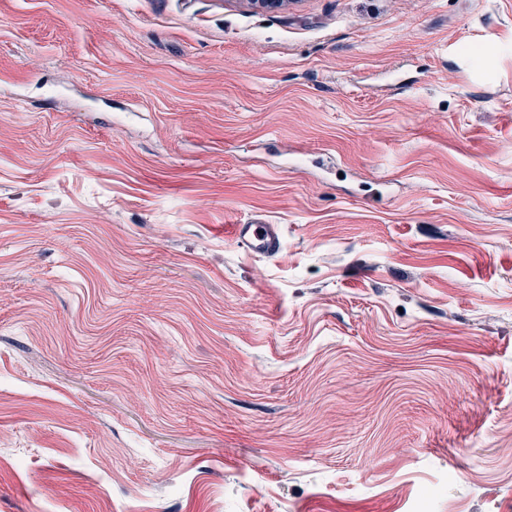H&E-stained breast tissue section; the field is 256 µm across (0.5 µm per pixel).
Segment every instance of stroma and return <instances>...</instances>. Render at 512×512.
Masks as SVG:
<instances>
[{"label":"stroma","mask_w":512,"mask_h":512,"mask_svg":"<svg viewBox=\"0 0 512 512\" xmlns=\"http://www.w3.org/2000/svg\"><path fill=\"white\" fill-rule=\"evenodd\" d=\"M0 461V512H512V0H0ZM232 237L246 245L254 254L275 257L281 249L280 234L275 224L259 221L254 224H229Z\"/></svg>","instance_id":"35a3bbf8"}]
</instances>
